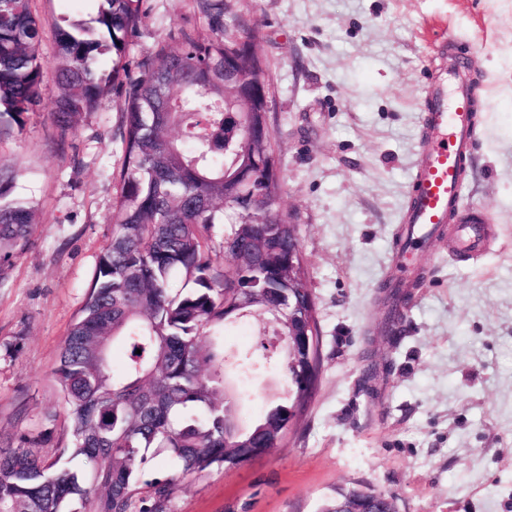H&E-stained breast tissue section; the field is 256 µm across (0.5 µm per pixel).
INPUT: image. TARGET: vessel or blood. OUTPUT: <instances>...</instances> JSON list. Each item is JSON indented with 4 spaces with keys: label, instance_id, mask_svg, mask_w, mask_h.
Instances as JSON below:
<instances>
[{
    "label": "vessel or blood",
    "instance_id": "vessel-or-blood-1",
    "mask_svg": "<svg viewBox=\"0 0 512 512\" xmlns=\"http://www.w3.org/2000/svg\"><path fill=\"white\" fill-rule=\"evenodd\" d=\"M462 73L461 62L448 56L424 88L422 151L400 239L410 246L444 232L450 253L477 258L490 241L484 213L461 204L459 169L474 145L472 95Z\"/></svg>",
    "mask_w": 512,
    "mask_h": 512
}]
</instances>
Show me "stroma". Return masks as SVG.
<instances>
[{"label":"stroma","mask_w":512,"mask_h":512,"mask_svg":"<svg viewBox=\"0 0 512 512\" xmlns=\"http://www.w3.org/2000/svg\"><path fill=\"white\" fill-rule=\"evenodd\" d=\"M96 0H31L52 60L54 24ZM130 58L201 27L193 0H146ZM254 36L274 85L268 122L278 209L295 224L320 329L319 380L279 447L186 479L168 512H320L352 488L397 512H512V0H224ZM478 79L465 202L490 218L484 256L450 257L440 234L401 253L400 219L420 158L422 86L444 42ZM56 73L24 128H0V164L38 210L0 262V440L65 414L53 372L112 236L121 100L106 93L60 137ZM404 279L406 318L386 331L384 283ZM241 422L285 392L282 367L239 376Z\"/></svg>","instance_id":"1"}]
</instances>
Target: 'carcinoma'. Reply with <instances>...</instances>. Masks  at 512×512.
<instances>
[{"label": "carcinoma", "instance_id": "carcinoma-1", "mask_svg": "<svg viewBox=\"0 0 512 512\" xmlns=\"http://www.w3.org/2000/svg\"><path fill=\"white\" fill-rule=\"evenodd\" d=\"M207 26L183 28L131 75V39L146 18L144 0H99L93 28L62 18L54 28L61 138L115 87L124 96L123 162L112 238L71 326L54 371L66 405L70 446L52 463L48 433L0 446V512H166L174 489L215 466L235 465L276 448L288 433V411L306 409L319 374L302 391L288 363V218L253 213L247 198L270 204L281 192L270 174L272 139L247 111L258 60L224 38L223 0H193ZM41 26L30 0H0V124L23 129L40 102L46 62ZM238 63L229 73L228 58ZM107 57L112 67L100 73ZM240 118L224 127V100ZM16 174L0 166V257L8 258L38 223L34 206L14 195ZM228 224L212 257L211 229ZM183 287L171 288L176 277ZM266 316L277 321L279 355L257 360L224 354L226 323ZM124 359L112 366V349ZM141 353H136V350ZM281 363L287 396L257 423L239 424L238 404L225 394L224 373L238 376ZM163 456V479L143 468ZM361 505L359 491L340 493L321 512Z\"/></svg>", "mask_w": 512, "mask_h": 512}]
</instances>
